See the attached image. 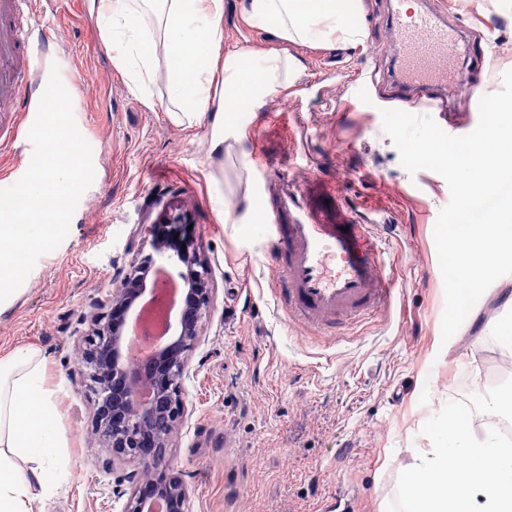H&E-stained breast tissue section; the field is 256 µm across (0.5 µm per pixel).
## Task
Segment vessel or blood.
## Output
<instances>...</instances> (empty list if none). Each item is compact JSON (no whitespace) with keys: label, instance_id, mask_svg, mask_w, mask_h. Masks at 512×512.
Listing matches in <instances>:
<instances>
[{"label":"vessel or blood","instance_id":"vessel-or-blood-1","mask_svg":"<svg viewBox=\"0 0 512 512\" xmlns=\"http://www.w3.org/2000/svg\"><path fill=\"white\" fill-rule=\"evenodd\" d=\"M15 0H0V100L23 101L36 112L50 67L43 57L49 33L40 14L26 25L13 19ZM401 55L402 98L409 108H438L440 88L448 84V64L457 31L440 5L412 13L406 0L391 11ZM29 60L26 79L12 68L18 50ZM275 268V299L289 320L324 336L380 311L391 299L393 285L379 259V245L365 225L326 221L297 197L271 203L263 215Z\"/></svg>","mask_w":512,"mask_h":512}]
</instances>
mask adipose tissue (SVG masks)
<instances>
[{"label":"adipose tissue","instance_id":"obj_1","mask_svg":"<svg viewBox=\"0 0 512 512\" xmlns=\"http://www.w3.org/2000/svg\"><path fill=\"white\" fill-rule=\"evenodd\" d=\"M241 18L269 31L275 48L224 44V0H99L98 20L113 65L147 95L164 71L177 126L211 116V151L220 155L243 106L262 105L285 90L301 59L290 43L357 45L364 34L362 0H242ZM62 442L58 414L44 385V363L32 348L0 357V512H44L64 480L55 460Z\"/></svg>","mask_w":512,"mask_h":512}]
</instances>
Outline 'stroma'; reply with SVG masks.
<instances>
[{"label": "stroma", "instance_id": "stroma-1", "mask_svg": "<svg viewBox=\"0 0 512 512\" xmlns=\"http://www.w3.org/2000/svg\"><path fill=\"white\" fill-rule=\"evenodd\" d=\"M241 0H224V42L274 47L269 32L246 25ZM462 27L460 70L469 48L494 57L487 92L512 70V13L492 0H442ZM365 35L357 46L288 47L306 64L294 84L239 117L241 138L223 158L210 154V118L190 127L165 115L164 77L154 106L130 91L112 65L97 0H45L43 19L65 49L56 65L70 75L75 123L97 172L61 244L41 255L26 289L0 311V356L33 346L47 364L46 386L64 441L68 481L45 512H123L128 464L106 465L91 437L94 405L82 381L85 316L105 300L136 254L151 251L145 226L168 212L191 216L192 234L212 267L214 306L191 354L184 383L187 416L165 461L189 489L185 512H387L424 423L444 405L483 390V374L507 354L487 328L505 313L512 274L498 278L437 353L445 292L435 240L450 201L442 176L409 173L383 131L395 93L397 45L389 0H362ZM95 77L81 94L84 73ZM434 113L448 134L477 125L461 84L448 85ZM32 126L26 112H0V185L22 169ZM300 191L329 217L356 216L389 236L383 255L396 291L375 315L334 336L290 322L274 298V272L262 225L246 223L243 200L272 201Z\"/></svg>", "mask_w": 512, "mask_h": 512}]
</instances>
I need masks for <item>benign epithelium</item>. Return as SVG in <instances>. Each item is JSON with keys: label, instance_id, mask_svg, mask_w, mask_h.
<instances>
[{"label": "benign epithelium", "instance_id": "benign-epithelium-1", "mask_svg": "<svg viewBox=\"0 0 512 512\" xmlns=\"http://www.w3.org/2000/svg\"><path fill=\"white\" fill-rule=\"evenodd\" d=\"M165 267L171 280L185 285L170 339L154 355L133 362L126 327L135 306L149 293V272ZM213 297L212 272L191 236L151 234V253L131 262L108 298L87 320L82 376L94 395L92 434L108 454L107 463L137 465L126 479L132 492L124 512H152L156 500L165 512H184L187 485L165 464V448L185 416L184 381L191 376V352L200 343L203 320Z\"/></svg>", "mask_w": 512, "mask_h": 512}]
</instances>
